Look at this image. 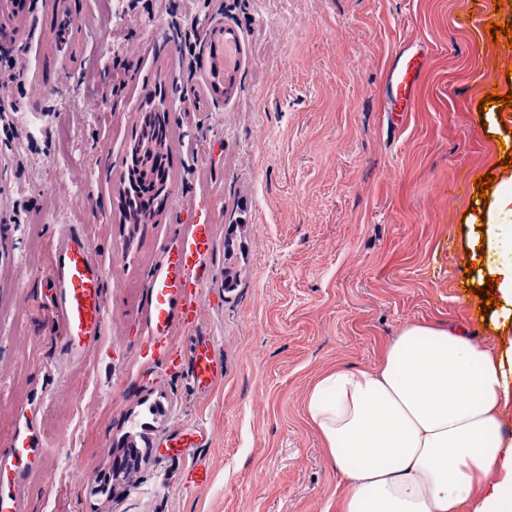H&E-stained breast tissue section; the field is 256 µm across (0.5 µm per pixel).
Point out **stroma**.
<instances>
[{
    "label": "stroma",
    "instance_id": "1",
    "mask_svg": "<svg viewBox=\"0 0 512 512\" xmlns=\"http://www.w3.org/2000/svg\"><path fill=\"white\" fill-rule=\"evenodd\" d=\"M28 2L27 32L0 18V70L20 72L17 118L0 120V450L33 404L45 441L23 512H340L348 485L306 415L317 378L375 367L408 325L500 341L465 288L488 278L467 269L474 181L503 180L512 153V108L481 103L512 91V48L489 28L512 23V0L468 26L470 0ZM228 34L237 65L217 75ZM415 41L428 58L411 109L387 111V71ZM161 85L167 195L136 224L120 175ZM202 200L213 276L159 357L143 291ZM69 233L103 270L104 336L83 360L47 312ZM205 343L221 369L208 388L188 378ZM188 434L201 443L175 455Z\"/></svg>",
    "mask_w": 512,
    "mask_h": 512
}]
</instances>
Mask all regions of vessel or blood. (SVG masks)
Instances as JSON below:
<instances>
[{
    "instance_id": "vessel-or-blood-1",
    "label": "vessel or blood",
    "mask_w": 512,
    "mask_h": 512,
    "mask_svg": "<svg viewBox=\"0 0 512 512\" xmlns=\"http://www.w3.org/2000/svg\"><path fill=\"white\" fill-rule=\"evenodd\" d=\"M395 57L387 80L396 91L395 101L406 105L414 95L423 59L405 47ZM216 247L215 226L206 219L188 225L174 250L157 261L143 307V326L152 352L166 353L172 327L191 325L197 318ZM49 279L54 290L50 314L62 329L67 351L88 355L101 341L106 304L102 269L84 236L73 234L54 245ZM191 379L203 386L215 383L217 366L209 347L195 349ZM39 446L38 414L33 409L22 412L15 421L8 453L0 454V512H19L18 492L32 471Z\"/></svg>"
}]
</instances>
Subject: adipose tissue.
<instances>
[{
    "instance_id": "obj_1",
    "label": "adipose tissue",
    "mask_w": 512,
    "mask_h": 512,
    "mask_svg": "<svg viewBox=\"0 0 512 512\" xmlns=\"http://www.w3.org/2000/svg\"><path fill=\"white\" fill-rule=\"evenodd\" d=\"M512 336L409 325L373 369L323 373L310 424L351 486L344 512H512Z\"/></svg>"
}]
</instances>
